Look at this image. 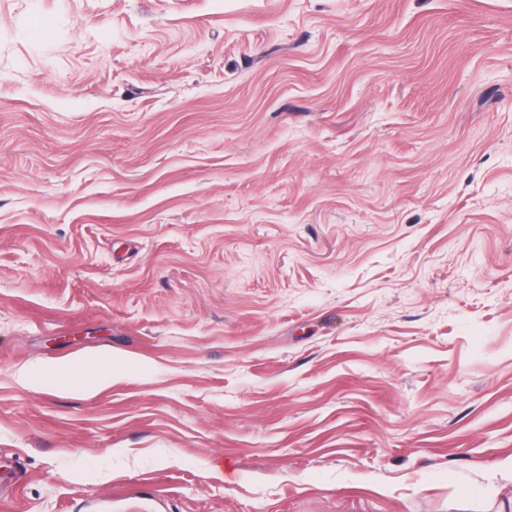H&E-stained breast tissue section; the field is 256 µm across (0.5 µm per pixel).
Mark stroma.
<instances>
[{"label": "stroma", "mask_w": 512, "mask_h": 512, "mask_svg": "<svg viewBox=\"0 0 512 512\" xmlns=\"http://www.w3.org/2000/svg\"><path fill=\"white\" fill-rule=\"evenodd\" d=\"M511 461L512 0H0V512H512Z\"/></svg>", "instance_id": "35a3bbf8"}]
</instances>
